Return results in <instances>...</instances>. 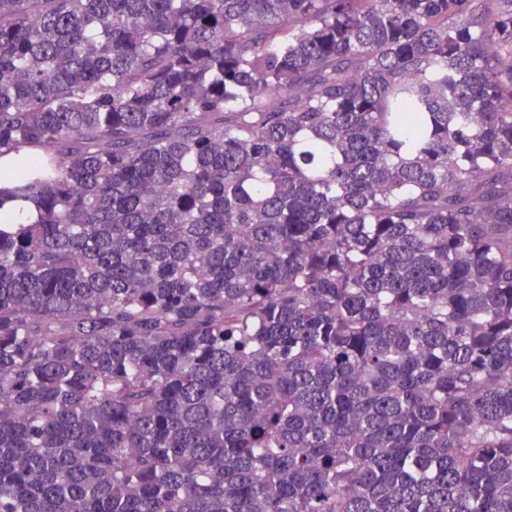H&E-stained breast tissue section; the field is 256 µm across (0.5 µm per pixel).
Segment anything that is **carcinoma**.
<instances>
[{"instance_id":"cac0c4a2","label":"carcinoma","mask_w":512,"mask_h":512,"mask_svg":"<svg viewBox=\"0 0 512 512\" xmlns=\"http://www.w3.org/2000/svg\"><path fill=\"white\" fill-rule=\"evenodd\" d=\"M0 512H512V0H0Z\"/></svg>"}]
</instances>
